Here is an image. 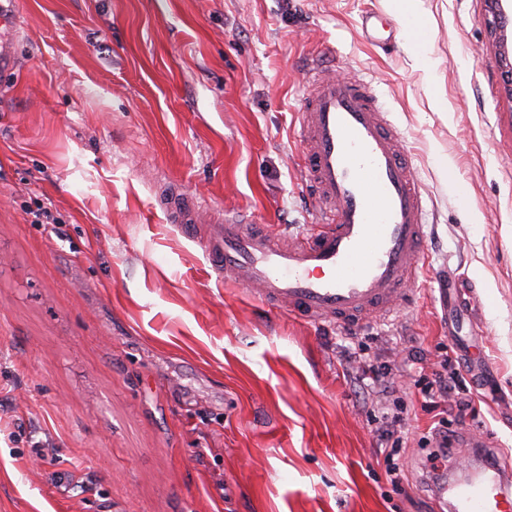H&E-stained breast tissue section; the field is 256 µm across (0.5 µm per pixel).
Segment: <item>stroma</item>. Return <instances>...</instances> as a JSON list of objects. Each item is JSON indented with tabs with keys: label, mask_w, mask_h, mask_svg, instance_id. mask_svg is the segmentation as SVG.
Returning <instances> with one entry per match:
<instances>
[{
	"label": "stroma",
	"mask_w": 512,
	"mask_h": 512,
	"mask_svg": "<svg viewBox=\"0 0 512 512\" xmlns=\"http://www.w3.org/2000/svg\"><path fill=\"white\" fill-rule=\"evenodd\" d=\"M18 0L0 73V512H449L432 469L476 466L422 448L432 418L413 379L408 496L345 351L395 347L441 373L450 346L438 271L472 280L494 373L456 433L512 456V0ZM402 24L377 47L362 16ZM374 78L406 141L433 227L414 304L359 327L313 326L216 284L197 237L158 205L279 239L315 220L293 130L310 63ZM468 183L459 197L458 183ZM52 224L35 223L37 206ZM163 207L168 213L170 220L189 232L191 225L196 224L195 214L200 207L199 202L193 195H176L164 198Z\"/></svg>",
	"instance_id": "stroma-1"
}]
</instances>
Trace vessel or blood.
<instances>
[{
  "instance_id": "b4317fda",
  "label": "vessel or blood",
  "mask_w": 512,
  "mask_h": 512,
  "mask_svg": "<svg viewBox=\"0 0 512 512\" xmlns=\"http://www.w3.org/2000/svg\"><path fill=\"white\" fill-rule=\"evenodd\" d=\"M296 138L306 151L305 184L318 232L283 246L239 219L214 220L205 246L217 280L247 288L272 309L305 322L354 326L390 317L413 299L428 234L423 190L365 79L312 73ZM172 222L195 224L193 195L165 198ZM512 466L455 487L451 512H512Z\"/></svg>"
}]
</instances>
